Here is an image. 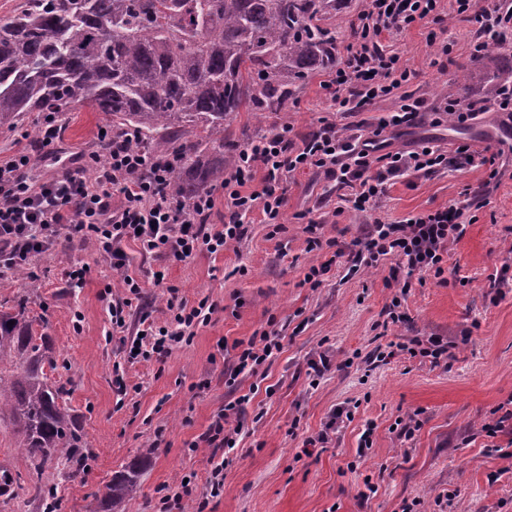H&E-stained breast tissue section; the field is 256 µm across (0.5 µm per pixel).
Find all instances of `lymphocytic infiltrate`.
<instances>
[{"label": "lymphocytic infiltrate", "mask_w": 512, "mask_h": 512, "mask_svg": "<svg viewBox=\"0 0 512 512\" xmlns=\"http://www.w3.org/2000/svg\"><path fill=\"white\" fill-rule=\"evenodd\" d=\"M452 13L476 24L475 56L512 37V6L505 0L478 11L472 0H452L448 8L442 0H368L357 17L355 40L322 84L326 99L350 114L361 104L392 94L409 81L411 72L397 53L386 50V42L424 23L431 27L428 43H435L437 28ZM421 107V100L404 97L397 111L380 117L373 130L361 134L339 133L325 117L316 131L298 140L288 124L276 125L239 150L220 193L208 191L189 201L168 189L176 158L133 147L128 131L101 130L96 149L81 153L77 166L39 180L33 177V157L19 149L0 159V273L32 270L36 255L53 250L61 238L79 237L91 244L122 282V297L109 307L113 328L122 330L133 298L142 295L139 278L128 269L127 242L137 243L144 258L183 262L202 252H223L240 242L247 233V217L256 212L264 223L281 230L287 177L295 171L311 168L323 175L342 189V201L356 212L376 209L388 182L410 174L428 177L455 165L482 167L488 180L499 179L495 156L467 144L451 152L429 140L408 149L392 148L386 131L416 125ZM444 110L460 124L490 111L512 119V84L497 86L486 102L463 106L447 100ZM219 194L224 197V222L215 225L210 218ZM463 215L461 207L450 205L410 216L400 224L377 218L357 239L351 272L378 267L390 257L397 260L385 280L386 285L398 288L386 311L387 323L404 321L401 301L413 275L443 276L449 242L460 240L467 230ZM152 276L155 282L164 283L163 271H153ZM164 294L169 323L157 325L150 312H141L135 335L126 339L129 350L137 351L144 361L171 354L194 336L196 328L207 325L217 310L205 297L188 303L174 285H165ZM281 349L277 332H262L259 338L240 344L236 367L243 373H257ZM247 401L243 395L225 404L199 436V443L215 455L235 448L241 429L231 419ZM223 488L224 465L217 461L206 491L187 483L179 485L177 491L160 498L159 512H182L188 500L195 502L198 512H205L210 498Z\"/></svg>", "instance_id": "lymphocytic-infiltrate-1"}]
</instances>
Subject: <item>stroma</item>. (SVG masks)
Returning a JSON list of instances; mask_svg holds the SVG:
<instances>
[{
	"instance_id": "1",
	"label": "stroma",
	"mask_w": 512,
	"mask_h": 512,
	"mask_svg": "<svg viewBox=\"0 0 512 512\" xmlns=\"http://www.w3.org/2000/svg\"><path fill=\"white\" fill-rule=\"evenodd\" d=\"M426 34L418 24L391 42L411 79L360 116L334 113L315 75L293 89L287 111L240 112L228 119L225 143L241 147L283 121L300 138L328 114L337 128L348 130L357 120L373 124L396 111L406 95L422 98L431 112L450 97L463 103L480 98L487 78L512 83V69L495 53L472 57L477 34L469 22L449 20L433 47ZM442 44L447 53H439ZM102 124L101 115L86 107L64 112L63 160L91 148ZM421 139L451 150L463 143L490 148L502 175L489 185L484 168L466 167L388 184L379 211L392 223L474 193L488 200L484 208L465 210L467 231L448 245L447 266L458 269L459 280L443 284L427 276L412 283L402 302L408 317L403 324H382L393 296L384 278L394 259L349 274L346 252L369 218L337 213L330 183L310 170L288 179L280 234L270 235L256 220L224 253L165 263L166 283L177 285L191 303L209 296L219 310L164 362L127 361L108 314L121 285L84 244L64 242L36 257V282L19 273L0 277V304L27 297L35 335L48 337L56 366L47 379L65 386L64 402L91 452L87 470L77 477H69L64 465L48 470L60 512H103L100 490L146 448L150 460L125 512H157L159 489L177 488L185 477L205 489L210 451L190 444L224 404L244 394L250 401L238 415L242 441L228 456L223 493L210 499L205 512H401L412 501L419 512H512V434L491 438L485 431L512 403V279H499L502 266L512 265V131L492 113L468 126L427 120L393 137L392 145ZM308 219L320 224L322 239L338 241L343 257L309 250L302 231ZM126 252L153 318L167 322L163 290L144 275L138 245L128 243ZM328 259L333 265L323 284L303 286L310 265ZM83 264L90 267L85 285L67 287L68 270ZM271 327L282 338V351L263 375L242 374L228 386L234 343ZM430 336L452 343L447 362L390 352L392 343ZM322 352L331 367L315 380L309 362ZM116 363L128 387L124 394L112 381ZM339 406L353 407V419L319 443ZM411 416L420 426L407 438L397 422ZM368 426L373 447L361 457L359 437Z\"/></svg>"
}]
</instances>
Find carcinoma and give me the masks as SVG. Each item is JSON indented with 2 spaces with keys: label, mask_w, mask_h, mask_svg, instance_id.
Listing matches in <instances>:
<instances>
[{
  "label": "carcinoma",
  "mask_w": 512,
  "mask_h": 512,
  "mask_svg": "<svg viewBox=\"0 0 512 512\" xmlns=\"http://www.w3.org/2000/svg\"><path fill=\"white\" fill-rule=\"evenodd\" d=\"M335 17L336 0H20L0 17V132L27 112L87 106L105 127L136 131L133 144L178 153L170 186L192 199L224 179V121L280 112L288 86L336 67ZM47 364V337L33 336L26 302L0 309V423L32 462L29 487L44 512H58L43 475L60 459L80 473L86 441ZM141 465L104 485L110 512L137 494ZM20 480L0 465V501Z\"/></svg>",
  "instance_id": "obj_1"
}]
</instances>
